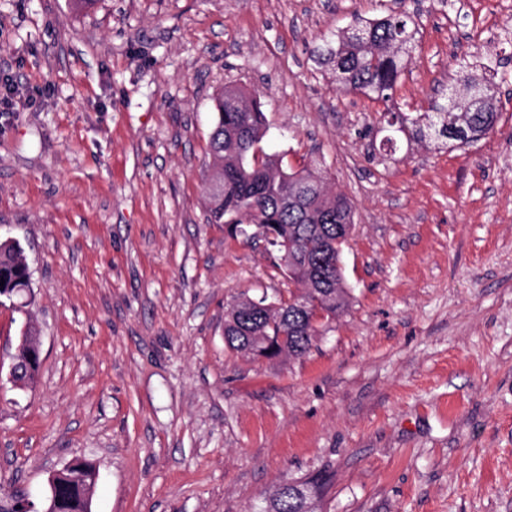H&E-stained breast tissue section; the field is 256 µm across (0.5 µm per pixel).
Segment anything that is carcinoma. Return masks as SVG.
<instances>
[{
	"label": "carcinoma",
	"mask_w": 512,
	"mask_h": 512,
	"mask_svg": "<svg viewBox=\"0 0 512 512\" xmlns=\"http://www.w3.org/2000/svg\"><path fill=\"white\" fill-rule=\"evenodd\" d=\"M416 34L410 12L390 11L324 37L316 63L336 74L341 93L383 104L387 124L420 142L460 148L482 139L494 130L499 115L498 88L483 76H461L455 99L446 105L433 101L424 112L393 107L398 80L412 63ZM266 133L260 96L224 86L208 140V221L227 226L235 237L264 241L299 293L290 291L270 304L238 297L226 308L224 340L244 355L300 358L349 306L342 253L354 226V205L332 191L320 172L294 170L278 155L257 156ZM1 278L6 288L24 285L21 252L12 246L0 247ZM94 468L82 459L60 479L58 512H83V485ZM330 484L325 471L285 481L250 512H319Z\"/></svg>",
	"instance_id": "carcinoma-1"
}]
</instances>
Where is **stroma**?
Listing matches in <instances>:
<instances>
[{
	"mask_svg": "<svg viewBox=\"0 0 512 512\" xmlns=\"http://www.w3.org/2000/svg\"><path fill=\"white\" fill-rule=\"evenodd\" d=\"M427 108L460 61L496 83L493 132L448 150L341 95L314 51L393 0H0V236L31 271L0 306L33 387L0 390V493L82 457L92 512H247L322 470L323 512H512V0H405ZM227 84L258 91L265 153L320 168L355 208L351 304L299 359L224 342L240 294L287 296L266 245L207 220ZM35 363H41L39 337L29 325H24L18 336L15 351L10 355L8 381L16 388L32 384L35 380L34 371L37 370L33 369Z\"/></svg>",
	"mask_w": 512,
	"mask_h": 512,
	"instance_id": "obj_1",
	"label": "stroma"
}]
</instances>
